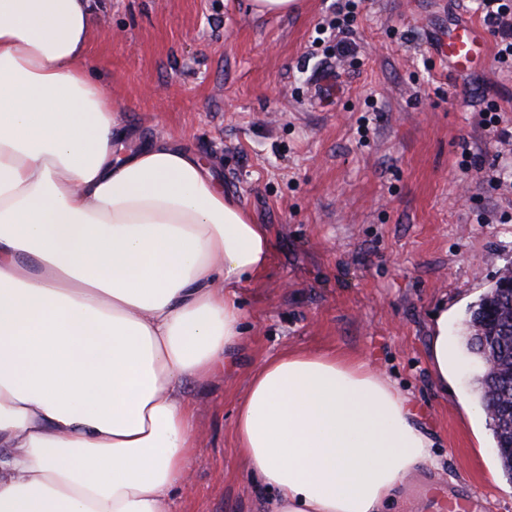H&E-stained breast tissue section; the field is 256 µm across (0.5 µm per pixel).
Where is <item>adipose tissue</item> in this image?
I'll return each mask as SVG.
<instances>
[{"label": "adipose tissue", "mask_w": 512, "mask_h": 512, "mask_svg": "<svg viewBox=\"0 0 512 512\" xmlns=\"http://www.w3.org/2000/svg\"><path fill=\"white\" fill-rule=\"evenodd\" d=\"M90 41L89 0H0V512H168L196 446L182 384L224 365L270 261L196 154L125 149ZM235 434L266 512H400L438 465L407 396L332 352L266 360Z\"/></svg>", "instance_id": "adipose-tissue-1"}]
</instances>
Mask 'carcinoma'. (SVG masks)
<instances>
[{
  "label": "carcinoma",
  "instance_id": "1",
  "mask_svg": "<svg viewBox=\"0 0 512 512\" xmlns=\"http://www.w3.org/2000/svg\"><path fill=\"white\" fill-rule=\"evenodd\" d=\"M465 348L479 368L476 395L502 471L512 479V293L492 286L470 310Z\"/></svg>",
  "mask_w": 512,
  "mask_h": 512
}]
</instances>
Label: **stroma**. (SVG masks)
Returning <instances> with one entry per match:
<instances>
[{
    "label": "stroma",
    "mask_w": 512,
    "mask_h": 512,
    "mask_svg": "<svg viewBox=\"0 0 512 512\" xmlns=\"http://www.w3.org/2000/svg\"><path fill=\"white\" fill-rule=\"evenodd\" d=\"M89 61L112 83L128 145L162 136L204 159L265 225L270 264L243 284L244 337L206 382L183 384L200 432L170 512H260L237 451L249 375L285 350L367 359L416 409L441 466L412 476V512H512L475 365L431 374L442 311L461 339L470 305L512 264V66L452 74L435 37L479 21L475 0H363L337 60L320 27L336 0L253 17L250 0H92ZM481 169L461 166L464 151ZM499 182H490L492 174Z\"/></svg>",
    "instance_id": "obj_1"
}]
</instances>
